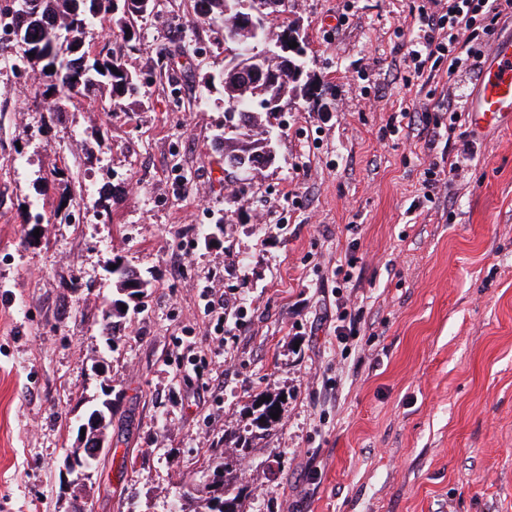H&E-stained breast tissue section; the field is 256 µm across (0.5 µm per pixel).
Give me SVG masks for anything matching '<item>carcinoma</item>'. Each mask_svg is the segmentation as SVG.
<instances>
[{
    "label": "carcinoma",
    "instance_id": "cac0c4a2",
    "mask_svg": "<svg viewBox=\"0 0 512 512\" xmlns=\"http://www.w3.org/2000/svg\"><path fill=\"white\" fill-rule=\"evenodd\" d=\"M27 5L11 12L15 36L25 45L17 60L26 64L33 61L41 65V73L48 79L43 89H34L32 106L35 111L46 110L61 117L72 99H93L94 93L109 89L110 99L118 104L135 90V74L126 66V53L137 48L142 23L160 15V0H130L128 8L113 9V0H21ZM225 0H193L194 23L213 34L226 36L216 41L219 47L235 49L238 37L250 41L247 33L235 31L234 18L224 12ZM117 26L122 32L125 50L103 47L98 51L86 44L83 34L88 19ZM295 31L294 23L282 18L278 28H266L259 34L262 43L270 48L288 33ZM260 64L279 73L277 86L268 88L249 83L244 77L227 70L210 80H219L224 87V100L232 102L230 109L237 116L235 122L239 138L224 146V166L233 168L237 154H251L264 149V142L272 134L271 113L258 108V104L273 93L282 96L281 105L291 106L296 99L315 96L310 81L296 78L295 71L306 69L307 62L291 63L276 54L266 55ZM252 408L258 429L266 431L276 420L272 414L281 412V403L272 398L253 400ZM248 495V486L238 476L216 465L209 478L199 483L186 484L179 498L203 503L204 512H240V500Z\"/></svg>",
    "mask_w": 512,
    "mask_h": 512
}]
</instances>
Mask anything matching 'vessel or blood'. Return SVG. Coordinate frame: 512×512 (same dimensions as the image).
Listing matches in <instances>:
<instances>
[{
	"label": "vessel or blood",
	"instance_id": "b4317fda",
	"mask_svg": "<svg viewBox=\"0 0 512 512\" xmlns=\"http://www.w3.org/2000/svg\"><path fill=\"white\" fill-rule=\"evenodd\" d=\"M470 124L482 130L512 118V41L492 46L474 99L468 106Z\"/></svg>",
	"mask_w": 512,
	"mask_h": 512
}]
</instances>
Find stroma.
Instances as JSON below:
<instances>
[{"mask_svg": "<svg viewBox=\"0 0 512 512\" xmlns=\"http://www.w3.org/2000/svg\"><path fill=\"white\" fill-rule=\"evenodd\" d=\"M161 4L119 105L33 111L40 65L0 62V512H171L221 461L244 512H512V124L470 136L454 171L457 145L422 122L385 133L401 109L470 102L487 54L415 74L419 13L448 0H285L317 95L246 176L219 145L224 57L199 53L191 0ZM104 187L123 192L108 213ZM117 258L150 285L111 341ZM204 288L241 312L218 357ZM260 394L283 400L263 433ZM108 398L114 451L70 484L66 451Z\"/></svg>", "mask_w": 512, "mask_h": 512, "instance_id": "35a3bbf8", "label": "stroma"}]
</instances>
